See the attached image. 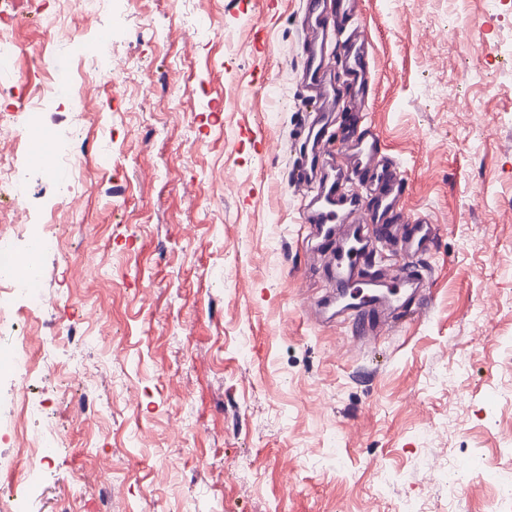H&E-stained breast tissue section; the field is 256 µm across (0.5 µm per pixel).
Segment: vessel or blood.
I'll return each instance as SVG.
<instances>
[{
  "label": "vessel or blood",
  "mask_w": 512,
  "mask_h": 512,
  "mask_svg": "<svg viewBox=\"0 0 512 512\" xmlns=\"http://www.w3.org/2000/svg\"><path fill=\"white\" fill-rule=\"evenodd\" d=\"M360 4L361 0H306L304 5L309 25L346 36L342 47L345 88L341 91L324 80L330 54L313 41L304 47V68L326 112L343 109L351 98L367 101L372 94L367 78L368 53L358 46L363 36L348 28ZM334 136L339 137L342 149L355 150L360 173L374 177L376 189L369 202H361L357 194L347 193L351 183L349 168L326 162L321 155L320 142ZM306 137L312 140L313 148L296 167L293 182L295 188L314 190L305 221L326 251V266L337 289L327 303L318 305L317 314L325 321L348 315L363 332L376 333L404 314L427 306L431 296L427 274L412 263L382 276L364 275L362 267L371 256V245L405 239L406 254L412 259L432 248L438 227L420 218L399 225L405 180L399 166L386 161L379 134L362 114L352 113L339 134H331L323 126L307 132Z\"/></svg>",
  "instance_id": "1"
}]
</instances>
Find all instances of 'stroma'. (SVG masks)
Segmentation results:
<instances>
[{"label":"stroma","instance_id":"35a3bbf8","mask_svg":"<svg viewBox=\"0 0 512 512\" xmlns=\"http://www.w3.org/2000/svg\"><path fill=\"white\" fill-rule=\"evenodd\" d=\"M62 11L126 70L67 105L76 64L44 57ZM15 66L56 84L41 121L83 152L58 197L29 171L28 221L70 224L38 256L44 304L20 329L74 323L100 342L34 349L30 399L65 432L28 512H493L512 464V0H363L364 108L406 178L405 219L440 227L417 262L432 303L362 336L313 309L331 289L292 188L303 0H0ZM111 165H103L104 156ZM85 367L73 398L110 403L87 428L46 365ZM476 467L450 493L457 464Z\"/></svg>","mask_w":512,"mask_h":512}]
</instances>
